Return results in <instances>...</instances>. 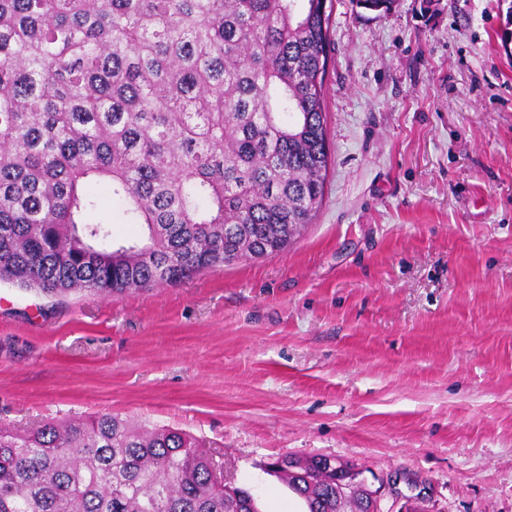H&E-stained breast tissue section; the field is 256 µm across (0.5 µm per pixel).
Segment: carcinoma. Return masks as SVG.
I'll return each mask as SVG.
<instances>
[{
    "label": "carcinoma",
    "instance_id": "carcinoma-1",
    "mask_svg": "<svg viewBox=\"0 0 512 512\" xmlns=\"http://www.w3.org/2000/svg\"><path fill=\"white\" fill-rule=\"evenodd\" d=\"M327 31L322 0H0V283L120 295L279 253L322 205ZM268 470L307 512L364 510L314 458ZM222 473L110 412L0 426V512H258ZM93 189L101 196V209L109 216L110 221L113 222V235L114 238L124 240L136 238L141 234V227L135 224H122L120 218V206L116 203L112 204V199L109 198L105 188L97 185Z\"/></svg>",
    "mask_w": 512,
    "mask_h": 512
}]
</instances>
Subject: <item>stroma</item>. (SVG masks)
<instances>
[{"mask_svg":"<svg viewBox=\"0 0 512 512\" xmlns=\"http://www.w3.org/2000/svg\"><path fill=\"white\" fill-rule=\"evenodd\" d=\"M323 203L288 251L120 296L0 284V425L106 411L265 466L333 456L423 512H512V0H332Z\"/></svg>","mask_w":512,"mask_h":512,"instance_id":"35a3bbf8","label":"stroma"}]
</instances>
